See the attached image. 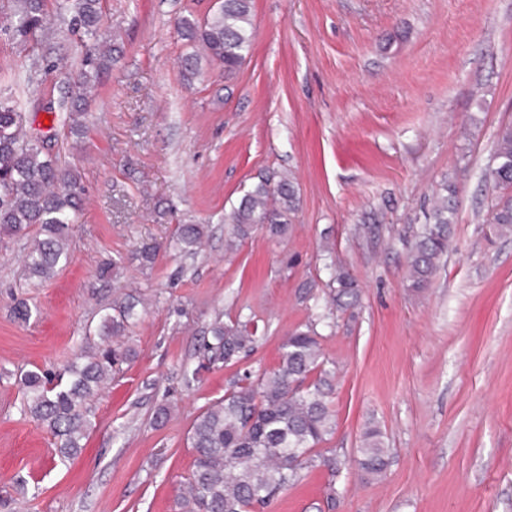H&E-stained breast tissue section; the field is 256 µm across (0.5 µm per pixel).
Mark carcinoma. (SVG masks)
Wrapping results in <instances>:
<instances>
[{"instance_id":"cac0c4a2","label":"carcinoma","mask_w":512,"mask_h":512,"mask_svg":"<svg viewBox=\"0 0 512 512\" xmlns=\"http://www.w3.org/2000/svg\"><path fill=\"white\" fill-rule=\"evenodd\" d=\"M64 13L72 31L93 41L83 56L75 82L80 89L70 96V133L82 128L84 91L95 84L112 61V47L100 48L101 0H20L19 9L0 17V37L25 43L49 22V6ZM252 0H222L210 17L199 22L184 17L178 22L183 39L201 53L182 60L192 75L200 57L224 67L230 75L249 54L252 42ZM488 178L494 190L489 209L490 235L512 237V126L502 127ZM453 189L447 185L429 212V223L416 236L407 261L408 287H429L448 251L449 226L454 207ZM83 202L77 175L62 166L60 158L28 135L23 113L14 101L0 98V238L31 236L25 263L29 277L47 281L71 260L70 224ZM298 192L291 176L273 183L260 181L247 190L224 216L231 225L225 240L234 251L259 224L274 236L290 229L297 210ZM35 235H30L31 227ZM203 226L183 224L177 242L193 255L201 244ZM329 287L341 308L355 304L359 285L342 267L333 269ZM136 304L116 301L97 327L108 341L124 334L137 317ZM204 350L211 363L233 364L253 350L259 340L250 321L226 323L216 319ZM320 334L313 325L297 329L280 346L279 362L272 369L247 373L225 392L224 398L205 408L190 429L193 468L178 497L179 512H261L305 467L322 464L336 471V460L315 453L336 428L332 407L335 372L326 368ZM131 351L112 345L83 354L57 376L35 368L20 375L22 412L40 422L55 439V452L64 458L81 453L82 440L91 426V401L105 387L116 360ZM358 468L378 477L390 464L381 429L368 424L361 435Z\"/></svg>"}]
</instances>
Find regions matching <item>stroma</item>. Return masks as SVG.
<instances>
[{
    "instance_id": "stroma-1",
    "label": "stroma",
    "mask_w": 512,
    "mask_h": 512,
    "mask_svg": "<svg viewBox=\"0 0 512 512\" xmlns=\"http://www.w3.org/2000/svg\"><path fill=\"white\" fill-rule=\"evenodd\" d=\"M102 10L112 66L80 137L59 120L79 35L56 19L28 43L0 38V95L85 188L72 261L54 278L28 277L25 238L0 241V512H177L196 416L274 367L309 323L336 373V430L319 450L338 469H303L266 512H512V238L484 236L483 177L512 124V0H253L246 60L230 76L201 61L190 79L177 23L205 19L213 0ZM43 57L54 68L33 71ZM283 172L298 188L291 231L260 226L225 253V212ZM446 183L448 253L416 291L409 249ZM181 224L203 225L196 254L176 247ZM332 262L358 282L355 306L333 303ZM126 296L138 319L114 343L135 355L94 400L82 453L54 456L21 413L20 373L96 351L93 327ZM218 318L258 327L235 364L198 348ZM162 405L173 411L159 422ZM370 422L390 452L379 479L354 462Z\"/></svg>"
}]
</instances>
